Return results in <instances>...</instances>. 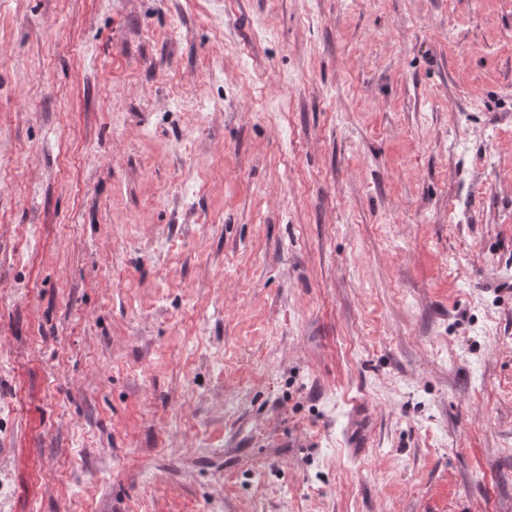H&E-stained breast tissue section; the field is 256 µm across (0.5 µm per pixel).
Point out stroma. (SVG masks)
<instances>
[{
	"instance_id": "obj_1",
	"label": "stroma",
	"mask_w": 512,
	"mask_h": 512,
	"mask_svg": "<svg viewBox=\"0 0 512 512\" xmlns=\"http://www.w3.org/2000/svg\"><path fill=\"white\" fill-rule=\"evenodd\" d=\"M0 512H512V0H0Z\"/></svg>"
}]
</instances>
